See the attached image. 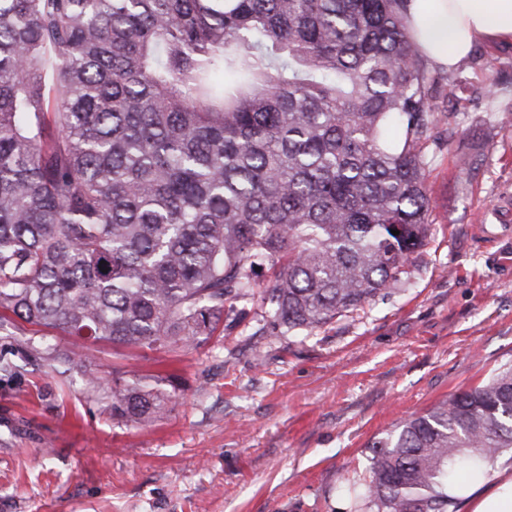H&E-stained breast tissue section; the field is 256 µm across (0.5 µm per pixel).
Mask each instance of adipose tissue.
<instances>
[{"mask_svg": "<svg viewBox=\"0 0 512 512\" xmlns=\"http://www.w3.org/2000/svg\"><path fill=\"white\" fill-rule=\"evenodd\" d=\"M408 24L422 53L454 70L482 39H512V0H410ZM452 512H512V468L473 473L448 488Z\"/></svg>", "mask_w": 512, "mask_h": 512, "instance_id": "adipose-tissue-1", "label": "adipose tissue"}]
</instances>
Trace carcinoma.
Masks as SVG:
<instances>
[{
  "mask_svg": "<svg viewBox=\"0 0 512 512\" xmlns=\"http://www.w3.org/2000/svg\"><path fill=\"white\" fill-rule=\"evenodd\" d=\"M408 2L0 0V336L30 327L21 359L141 426L178 386L91 347L205 343L263 266L271 336L401 286L439 84ZM368 448L366 512H448L512 448V366Z\"/></svg>",
  "mask_w": 512,
  "mask_h": 512,
  "instance_id": "1",
  "label": "carcinoma"
}]
</instances>
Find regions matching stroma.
Segmentation results:
<instances>
[{
  "label": "stroma",
  "instance_id": "obj_1",
  "mask_svg": "<svg viewBox=\"0 0 512 512\" xmlns=\"http://www.w3.org/2000/svg\"><path fill=\"white\" fill-rule=\"evenodd\" d=\"M441 87L425 152L431 231L403 285L311 334L271 336L273 278L201 346H102L174 378L178 399L144 426L114 423L49 369L0 379V512H354L368 442L512 366V42L480 41Z\"/></svg>",
  "mask_w": 512,
  "mask_h": 512
}]
</instances>
